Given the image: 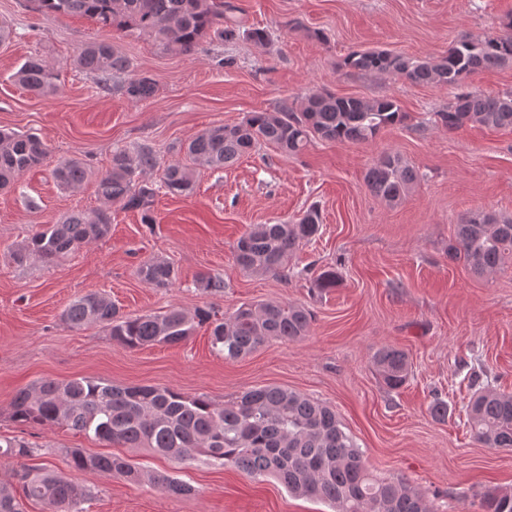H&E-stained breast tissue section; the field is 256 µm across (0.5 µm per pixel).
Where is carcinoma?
Returning a JSON list of instances; mask_svg holds the SVG:
<instances>
[{
  "label": "carcinoma",
  "instance_id": "cac0c4a2",
  "mask_svg": "<svg viewBox=\"0 0 512 512\" xmlns=\"http://www.w3.org/2000/svg\"><path fill=\"white\" fill-rule=\"evenodd\" d=\"M44 15L89 17L120 33L153 39L165 48L193 54L204 38L224 42L241 37L258 47L269 42L261 28H247L240 8L232 0H35ZM500 34L464 36L445 54L422 58L385 50L349 53L344 67L357 73L389 74L418 86L448 90V106L435 113L436 122L450 131L468 125L512 131V91L487 94L471 89L466 80L477 72L512 64V14L502 21ZM75 67L108 88L114 77L130 71V61L107 42L89 43L73 59ZM28 91L48 96L57 92L58 73L38 55L24 59L14 74ZM155 80L145 74L127 79L121 90L132 101L151 98ZM408 114L390 97H338L328 91L312 92L296 108L286 102L272 111L249 113L234 125L204 129L185 147L194 162L221 169L252 154L263 143L290 155L304 152L311 140L369 143L391 126H402ZM48 155L42 140L32 133L0 130V189L24 172L41 165ZM161 170L165 193L189 197L195 181L187 165H160L148 145L117 149L110 167L98 179V195L107 208L92 218L72 212L57 223L32 234L27 244L10 253L21 264L34 255L46 263L106 237L111 231L114 202L140 213L141 223H158L153 210L157 188L143 175ZM64 187L81 185L88 172L82 162L66 160L53 170ZM419 179L418 171L401 155L382 152L366 169L369 192L390 206L403 202ZM320 231L316 208L303 213L295 224L276 220L254 224L234 246L238 266L288 278V260L294 250ZM448 258L463 261L477 274L492 273L512 259V219L494 212L475 211L457 224L448 243ZM143 282L167 288L175 280L170 263L154 259L143 263ZM195 286L215 294L224 281L206 273ZM62 320L72 329L99 323L112 339L128 349L149 345H175L192 336L196 326L210 328L212 348L233 361L272 340L290 341L305 336L311 316L303 307L276 302L244 305L231 316L217 318L206 310L189 315L172 307L160 314L128 317L100 293L74 298ZM372 363L385 386L403 387L410 375L407 353L381 347ZM12 418L21 424L66 425L99 441L119 442L128 448H148L175 460L205 455L254 478L272 477L295 496L329 504L334 512H435L433 505L411 484L368 472L363 452L330 406L276 385L249 389L218 405L205 395L188 396L166 386H117L102 379L75 378L67 382L43 380L19 391L12 402ZM467 421L474 438L488 448L512 449V394L493 389L475 393L467 405ZM31 455L21 439H0V457ZM74 468L110 477L139 481L141 472L127 460L112 455L70 450ZM158 489L175 496H190L195 489L164 474L149 476ZM20 490L0 486V512H24L22 500H39L50 512H81L87 496L82 486L46 467L19 473ZM481 512H512V489L494 488L480 496Z\"/></svg>",
  "mask_w": 512,
  "mask_h": 512
}]
</instances>
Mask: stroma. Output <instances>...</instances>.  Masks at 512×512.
Segmentation results:
<instances>
[{"instance_id": "obj_1", "label": "stroma", "mask_w": 512, "mask_h": 512, "mask_svg": "<svg viewBox=\"0 0 512 512\" xmlns=\"http://www.w3.org/2000/svg\"><path fill=\"white\" fill-rule=\"evenodd\" d=\"M235 2L247 27L271 31L266 47L209 38L187 55L86 17L43 16L34 0H0V23L13 31L0 44V128L36 134L49 150L41 166L0 190V437L24 439L33 450L24 459L0 458V485H16L23 468L43 466L90 489L82 512H332L321 501L291 496L274 478L256 480L203 455L168 460L65 426L13 420L20 389L87 377L167 386L218 404L263 385L294 390L335 409L371 473L406 480L436 512H464L487 489L512 488V449L476 442L466 418L472 376L512 394V261L479 275L448 257L456 226L470 212L512 218V132L477 125L448 132L431 121L448 103L446 90L343 65L354 50L440 56L461 36L498 31L512 0ZM314 30L323 40L311 38ZM93 41L110 43L134 73L154 78L153 97L133 102L78 71L72 59ZM30 55L56 68V94L37 97L15 82ZM317 90L390 97L410 118L368 144L316 138L297 156L264 145L222 169L193 164L194 195L158 194L157 224H142L116 202L107 237L50 264L35 257L9 261V250L23 247L36 230L71 212L91 217L102 208L94 176L109 167L115 149L147 144L161 163L182 162L199 131L283 101L299 103ZM385 150L424 174L396 206L373 197L363 181ZM66 158L81 159L92 178L60 187L52 170ZM313 205L320 232L292 260L302 277L281 281L240 270L232 245L250 225L293 220ZM152 258L173 265L172 286L141 280L137 270ZM325 269L338 277L328 291L315 286ZM202 272L222 278L223 292L198 290L194 280ZM89 292L133 317L173 306L227 317L244 304L277 302L309 309L313 321L303 339L273 341L233 362L212 349L205 326L181 344L129 350L102 325L76 330L63 323L70 300ZM384 346L409 356L411 375L400 389H388L372 364ZM437 397L449 406L442 422L430 412ZM74 448L169 473L195 492L176 497L145 481L76 470Z\"/></svg>"}]
</instances>
